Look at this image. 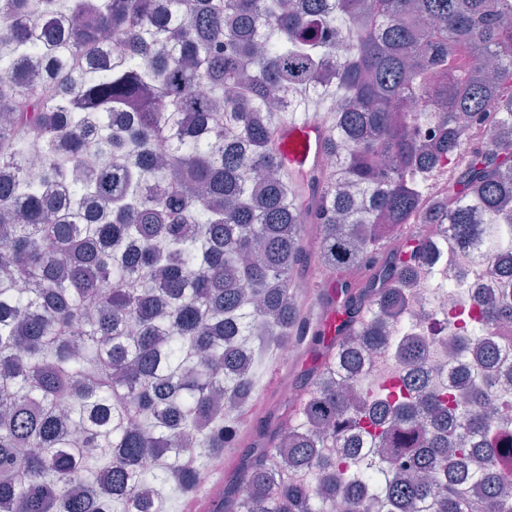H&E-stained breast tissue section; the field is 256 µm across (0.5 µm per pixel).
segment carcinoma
Here are the masks:
<instances>
[{"label":"carcinoma","mask_w":512,"mask_h":512,"mask_svg":"<svg viewBox=\"0 0 512 512\" xmlns=\"http://www.w3.org/2000/svg\"><path fill=\"white\" fill-rule=\"evenodd\" d=\"M320 112L324 160L292 176L279 131ZM457 113L493 114L492 138L425 205ZM414 217L433 231L378 257ZM493 227L479 364L431 390L404 334L399 370L348 397L437 239ZM309 233L320 267L370 281L340 284L334 349L222 512H512V359L488 335L512 316V0H0V512L193 490L254 349L295 336Z\"/></svg>","instance_id":"carcinoma-1"}]
</instances>
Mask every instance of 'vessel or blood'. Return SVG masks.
<instances>
[{
  "instance_id": "b4317fda",
  "label": "vessel or blood",
  "mask_w": 512,
  "mask_h": 512,
  "mask_svg": "<svg viewBox=\"0 0 512 512\" xmlns=\"http://www.w3.org/2000/svg\"><path fill=\"white\" fill-rule=\"evenodd\" d=\"M327 139L323 122L306 120L284 126L278 136V157L291 173L301 174L319 160Z\"/></svg>"
}]
</instances>
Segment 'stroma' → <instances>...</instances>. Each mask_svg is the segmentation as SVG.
Listing matches in <instances>:
<instances>
[{"label": "stroma", "mask_w": 512, "mask_h": 512, "mask_svg": "<svg viewBox=\"0 0 512 512\" xmlns=\"http://www.w3.org/2000/svg\"><path fill=\"white\" fill-rule=\"evenodd\" d=\"M293 280L312 285L310 293L296 296L302 319L312 332L296 340L293 356L288 361L268 359L257 363L254 373L257 395L233 424L236 446L218 458L211 468L213 480L223 483L228 493L238 488L245 466L271 447L272 432L286 411L280 399L282 386L299 388L309 384L322 355L333 342L332 323L346 319L343 300L337 297L333 280L313 261L307 259L299 264Z\"/></svg>", "instance_id": "35a3bbf8"}]
</instances>
